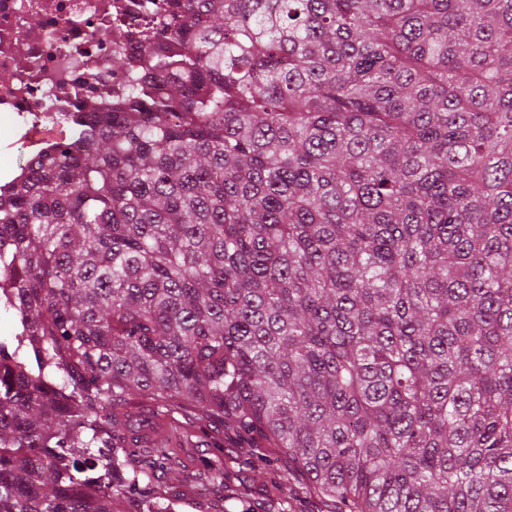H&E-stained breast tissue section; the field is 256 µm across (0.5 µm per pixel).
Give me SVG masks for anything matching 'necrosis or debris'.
Segmentation results:
<instances>
[{
    "instance_id": "4bbe7bcc",
    "label": "necrosis or debris",
    "mask_w": 512,
    "mask_h": 512,
    "mask_svg": "<svg viewBox=\"0 0 512 512\" xmlns=\"http://www.w3.org/2000/svg\"><path fill=\"white\" fill-rule=\"evenodd\" d=\"M143 0H0V130L31 159L74 138L72 116L106 112L122 81L114 57L145 32Z\"/></svg>"
}]
</instances>
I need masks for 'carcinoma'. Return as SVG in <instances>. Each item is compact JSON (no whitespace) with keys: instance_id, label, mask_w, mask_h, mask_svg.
Wrapping results in <instances>:
<instances>
[{"instance_id":"1","label":"carcinoma","mask_w":512,"mask_h":512,"mask_svg":"<svg viewBox=\"0 0 512 512\" xmlns=\"http://www.w3.org/2000/svg\"><path fill=\"white\" fill-rule=\"evenodd\" d=\"M154 16L0 205V512H177L164 417L318 512H512V0Z\"/></svg>"}]
</instances>
